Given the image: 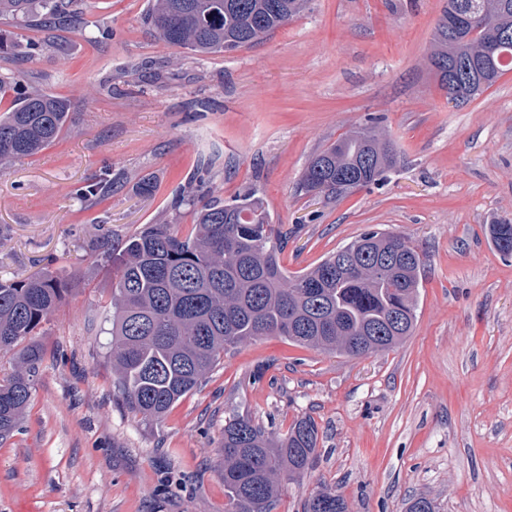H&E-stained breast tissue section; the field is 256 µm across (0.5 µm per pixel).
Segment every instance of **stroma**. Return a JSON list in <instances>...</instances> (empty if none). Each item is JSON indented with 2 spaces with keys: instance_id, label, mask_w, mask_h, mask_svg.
<instances>
[{
  "instance_id": "35a3bbf8",
  "label": "stroma",
  "mask_w": 512,
  "mask_h": 512,
  "mask_svg": "<svg viewBox=\"0 0 512 512\" xmlns=\"http://www.w3.org/2000/svg\"><path fill=\"white\" fill-rule=\"evenodd\" d=\"M447 0H307L260 42L196 55L147 25L152 0H82L81 22L0 19L25 91L67 99L59 138L0 165V282L50 270L68 282L37 330L43 360L23 429L0 445V512H224V421L319 429L315 466L283 482L274 512L329 487L346 512H512V256L486 228L512 221V72L449 103L430 71ZM375 123L398 153L376 184L335 202L299 188L309 159ZM152 178L151 196L138 194ZM102 200L79 188L103 181ZM254 194L288 231L295 273L375 228L423 257L417 324L362 358L282 336L227 349L158 421L118 401L112 267L151 224L187 232L194 204Z\"/></svg>"
}]
</instances>
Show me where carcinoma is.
<instances>
[{"mask_svg": "<svg viewBox=\"0 0 512 512\" xmlns=\"http://www.w3.org/2000/svg\"><path fill=\"white\" fill-rule=\"evenodd\" d=\"M305 0H153L146 22L171 46L211 54L251 45L285 25ZM28 26L62 27L79 17L75 0H0V16ZM431 68L441 90L455 74L494 85L512 63V0H449L433 34ZM69 105L59 96L20 94L0 115V163L37 154L61 135ZM393 143L370 127L339 136L308 162L307 192L339 199L386 176ZM497 251L512 253V222L489 227ZM288 233L251 198L194 210L182 236L151 224L127 239L112 262V369L125 409L160 420L198 388L224 349L262 336H284L323 352L362 358L400 344L417 320L424 261L406 238L368 231L298 275L279 255ZM67 285L49 272L0 283V353L15 352L0 372V442L20 426L42 350L24 344L55 311ZM314 419L302 417L279 437L254 420L224 423L221 448L226 512H272L279 485L299 482L318 445ZM304 512H346L325 487Z\"/></svg>", "mask_w": 512, "mask_h": 512, "instance_id": "cac0c4a2", "label": "carcinoma"}]
</instances>
